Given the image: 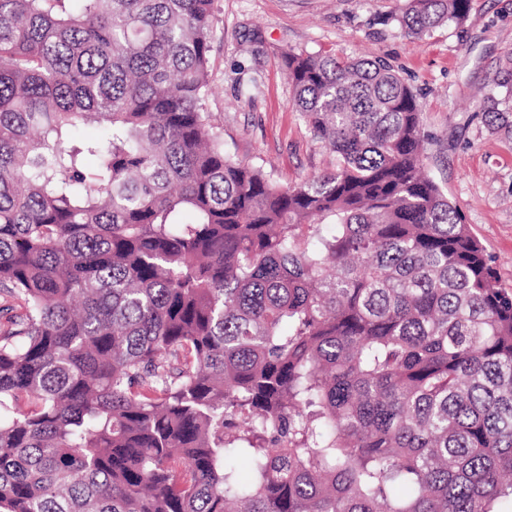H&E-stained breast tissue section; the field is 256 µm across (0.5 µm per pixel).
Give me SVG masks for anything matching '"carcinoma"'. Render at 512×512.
Listing matches in <instances>:
<instances>
[{
  "label": "carcinoma",
  "instance_id": "obj_1",
  "mask_svg": "<svg viewBox=\"0 0 512 512\" xmlns=\"http://www.w3.org/2000/svg\"><path fill=\"white\" fill-rule=\"evenodd\" d=\"M213 6L0 0V512H512V293L417 96L285 51L336 155L285 187L206 112Z\"/></svg>",
  "mask_w": 512,
  "mask_h": 512
}]
</instances>
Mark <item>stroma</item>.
Wrapping results in <instances>:
<instances>
[{
	"label": "stroma",
	"mask_w": 512,
	"mask_h": 512,
	"mask_svg": "<svg viewBox=\"0 0 512 512\" xmlns=\"http://www.w3.org/2000/svg\"><path fill=\"white\" fill-rule=\"evenodd\" d=\"M403 0H215L206 110L235 158L292 185L335 169L291 104L284 50L378 57L416 93L424 164L512 292V134L483 110L512 54V0H472L463 23L419 38L395 20Z\"/></svg>",
	"instance_id": "1"
}]
</instances>
